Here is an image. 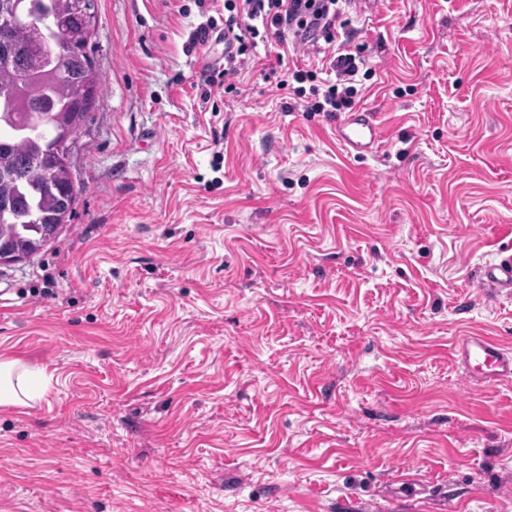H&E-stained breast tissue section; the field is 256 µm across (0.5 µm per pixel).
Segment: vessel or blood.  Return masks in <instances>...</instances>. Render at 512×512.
<instances>
[{"label":"vessel or blood","mask_w":512,"mask_h":512,"mask_svg":"<svg viewBox=\"0 0 512 512\" xmlns=\"http://www.w3.org/2000/svg\"><path fill=\"white\" fill-rule=\"evenodd\" d=\"M336 136L347 149L363 155L377 148L383 139L379 117L374 112H346L336 123ZM483 285L512 292V250L501 252L497 260L481 272ZM456 355L471 377L485 383L512 379V348L490 337L469 334L459 337Z\"/></svg>","instance_id":"obj_1"}]
</instances>
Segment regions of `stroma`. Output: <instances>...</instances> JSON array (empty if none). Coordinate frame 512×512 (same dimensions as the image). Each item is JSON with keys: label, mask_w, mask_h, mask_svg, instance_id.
<instances>
[{"label": "stroma", "mask_w": 512, "mask_h": 512, "mask_svg": "<svg viewBox=\"0 0 512 512\" xmlns=\"http://www.w3.org/2000/svg\"><path fill=\"white\" fill-rule=\"evenodd\" d=\"M104 91L74 218L0 266V512H512V0H380L342 41L383 141L348 153L254 61L210 86L224 0H96ZM427 487L393 498L399 469ZM481 280L488 288L512 292V250H503L497 260L486 265ZM459 362L476 378L485 383L512 379V348L488 336L469 334L456 343ZM48 380L18 360H0V406H29L43 399Z\"/></svg>", "instance_id": "stroma-1"}]
</instances>
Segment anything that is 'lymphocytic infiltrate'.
I'll return each instance as SVG.
<instances>
[{"instance_id":"obj_1","label":"lymphocytic infiltrate","mask_w":512,"mask_h":512,"mask_svg":"<svg viewBox=\"0 0 512 512\" xmlns=\"http://www.w3.org/2000/svg\"><path fill=\"white\" fill-rule=\"evenodd\" d=\"M355 5L356 0H224V21L199 25L192 41L205 44L215 36L224 41V67L212 70L210 84L231 82L253 61L258 44L268 42L275 51L263 69L265 78L311 81L313 100L307 111L347 112L355 104L354 78L365 59L350 52L336 53L329 68L337 79L321 83L316 72L301 68L289 51L308 47L318 52L335 45L340 29L349 24L347 11Z\"/></svg>"}]
</instances>
